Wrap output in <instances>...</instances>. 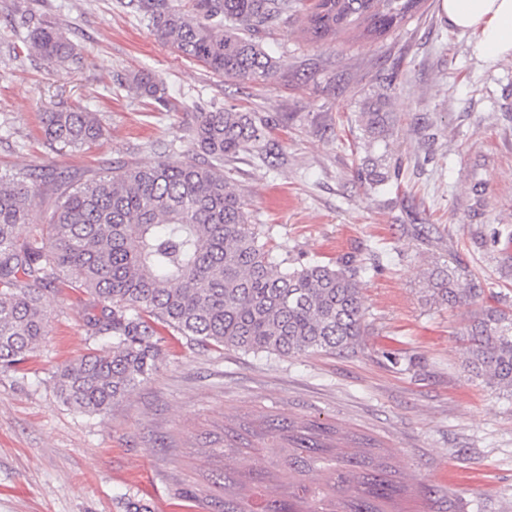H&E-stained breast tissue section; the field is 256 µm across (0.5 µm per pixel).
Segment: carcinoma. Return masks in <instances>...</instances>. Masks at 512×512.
I'll return each mask as SVG.
<instances>
[{
	"mask_svg": "<svg viewBox=\"0 0 512 512\" xmlns=\"http://www.w3.org/2000/svg\"><path fill=\"white\" fill-rule=\"evenodd\" d=\"M128 0L182 57L243 83L265 84L283 68L257 34L296 16L305 41L318 44L350 33L384 40L398 33L424 0ZM22 37L30 54L77 63L61 26L28 14ZM126 87L165 104L161 74L139 71ZM377 99L360 113L368 146L387 143L393 115ZM41 130L59 152L90 147L104 134L96 113L63 106L46 111ZM277 121L234 108L194 115L191 155L106 171L83 182L71 176L14 168L0 171V363L19 364L48 333L42 300L59 277L92 298L86 325L103 345L55 372L59 399L79 413L105 414L157 368L154 324L163 323L205 345L290 356L355 349L367 327L362 266L347 255L333 264L301 263L268 247L270 234L251 223L244 195L230 188L224 163L272 154ZM392 178L380 159L364 179L380 189ZM54 187L50 223L21 241L33 223L41 186ZM433 300L472 306L480 295L456 268L433 265L426 275ZM465 366L512 394V308L482 305L465 328ZM280 466L288 495L249 489L224 477L225 512H388L407 487L373 438L292 423L280 429Z\"/></svg>",
	"mask_w": 512,
	"mask_h": 512,
	"instance_id": "obj_1",
	"label": "carcinoma"
}]
</instances>
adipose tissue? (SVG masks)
I'll return each instance as SVG.
<instances>
[{
    "label": "adipose tissue",
    "mask_w": 512,
    "mask_h": 512,
    "mask_svg": "<svg viewBox=\"0 0 512 512\" xmlns=\"http://www.w3.org/2000/svg\"><path fill=\"white\" fill-rule=\"evenodd\" d=\"M448 25L474 43L488 61L512 57V0H439Z\"/></svg>",
    "instance_id": "ef3b65f1"
}]
</instances>
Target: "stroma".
<instances>
[{
    "label": "stroma",
    "instance_id": "stroma-1",
    "mask_svg": "<svg viewBox=\"0 0 512 512\" xmlns=\"http://www.w3.org/2000/svg\"><path fill=\"white\" fill-rule=\"evenodd\" d=\"M57 21L80 64L25 56L21 15ZM292 19L262 31L284 66L245 84L181 58L125 0H0V170L88 179L191 148L193 113L235 106L277 115V154L224 168L279 252L367 268L368 330L352 352L282 357L190 341L157 326L161 360L104 415L56 394L54 373L100 347L88 295L45 294L48 334L27 361L0 366V512H224V478L278 490L275 448L224 452V431L258 417L331 424L391 453L408 492L400 512H512V397L465 368L470 310L429 302L423 270L471 274L481 303L512 304V58L479 60L438 0L383 41L311 44ZM152 70L167 109L116 82ZM395 83H388L391 72ZM385 95L398 180L361 179L358 116ZM96 112L89 150L50 148L40 115Z\"/></svg>",
    "mask_w": 512,
    "mask_h": 512
}]
</instances>
